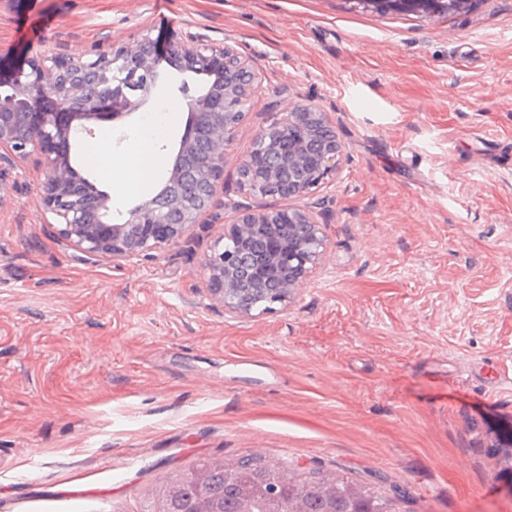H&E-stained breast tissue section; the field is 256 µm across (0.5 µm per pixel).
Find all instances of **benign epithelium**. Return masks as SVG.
<instances>
[{
    "mask_svg": "<svg viewBox=\"0 0 512 512\" xmlns=\"http://www.w3.org/2000/svg\"><path fill=\"white\" fill-rule=\"evenodd\" d=\"M183 69L197 76H217L190 100L192 121L181 137L179 153H196L197 142L207 143L206 161L198 167L190 186L191 198L172 192L181 171L173 168L166 186L153 198L136 206L129 218L114 224L110 196L82 176L69 152L55 144L71 138L76 118L117 120L142 108L160 79L155 46L147 37L136 50L123 46L92 48L77 54L58 53L36 59L21 72L10 89L0 91V162L34 159L44 170L41 186L45 210L53 215L59 235L87 259L110 257L134 263L158 249L185 238L198 216L213 202L217 184L224 179V153L234 140L251 96L260 86L258 73L231 45L213 46L190 35L176 46ZM288 139V157L259 163L249 157L243 168L252 173L247 184L256 196L301 198L325 184L341 168L343 149L330 131L323 112L294 106L254 139L264 155L281 139ZM263 236L270 248L252 257L256 280L278 284L276 298L267 306L241 302L238 265L253 238ZM326 239L313 213L306 208L236 210L202 264L200 276L207 295L224 311L256 318L287 306L297 287L321 264ZM222 461H205L193 474L167 477L165 497L177 498L192 491L191 512H222L220 499L209 491L211 472ZM267 512L284 500L280 484L261 490Z\"/></svg>",
    "mask_w": 512,
    "mask_h": 512,
    "instance_id": "1",
    "label": "benign epithelium"
}]
</instances>
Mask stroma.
Returning a JSON list of instances; mask_svg holds the SVG:
<instances>
[{"label": "stroma", "instance_id": "obj_1", "mask_svg": "<svg viewBox=\"0 0 512 512\" xmlns=\"http://www.w3.org/2000/svg\"><path fill=\"white\" fill-rule=\"evenodd\" d=\"M234 46L262 87L224 154V181L187 238L153 258H78L39 196L42 168L0 165V512H149L166 477L249 456L291 473L379 474L404 512H512V0L452 14L354 0H0V88L30 60L91 47ZM175 110L170 175L200 85L160 55ZM326 113L340 173L309 201L321 266L255 319L211 301L201 265L244 191L255 135L289 106ZM140 114L88 121L72 151H129Z\"/></svg>", "mask_w": 512, "mask_h": 512}]
</instances>
